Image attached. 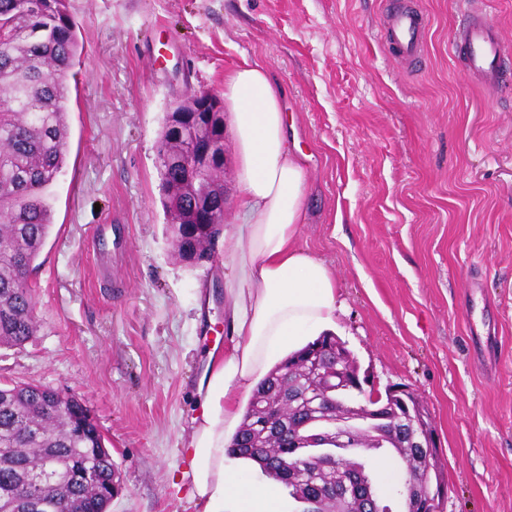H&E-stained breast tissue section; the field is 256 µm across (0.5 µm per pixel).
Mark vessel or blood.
<instances>
[{"instance_id": "1", "label": "vessel or blood", "mask_w": 512, "mask_h": 512, "mask_svg": "<svg viewBox=\"0 0 512 512\" xmlns=\"http://www.w3.org/2000/svg\"><path fill=\"white\" fill-rule=\"evenodd\" d=\"M461 20L448 43V53L461 76L491 97L504 87L512 68V46L505 44L489 19L488 0H458ZM388 36L398 56L408 62L422 59L425 50L424 16L408 7L387 15Z\"/></svg>"}]
</instances>
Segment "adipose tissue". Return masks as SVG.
I'll return each mask as SVG.
<instances>
[{
  "mask_svg": "<svg viewBox=\"0 0 512 512\" xmlns=\"http://www.w3.org/2000/svg\"><path fill=\"white\" fill-rule=\"evenodd\" d=\"M243 221L224 259L228 338L207 352L198 412L183 472L197 512H279L275 481L256 482L226 465L241 423L239 399L284 357L336 328V281L328 265L298 246L307 204L305 172L288 136L282 94L259 63L224 81Z\"/></svg>",
  "mask_w": 512,
  "mask_h": 512,
  "instance_id": "adipose-tissue-1",
  "label": "adipose tissue"
}]
</instances>
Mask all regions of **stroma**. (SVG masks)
I'll return each mask as SVG.
<instances>
[{"label":"stroma","instance_id":"1","mask_svg":"<svg viewBox=\"0 0 512 512\" xmlns=\"http://www.w3.org/2000/svg\"><path fill=\"white\" fill-rule=\"evenodd\" d=\"M386 0H67L79 52L53 226L32 275L39 328L0 347V386L75 395L118 468L111 512H196L182 480L195 387L224 343V256L166 230L157 143L185 92L262 62L293 120L308 203L298 244L329 266L336 334L366 391L427 404L443 512H512V89L497 104L448 56L456 0H418L426 51L394 57ZM208 294L199 315V294ZM391 512L392 449L356 448Z\"/></svg>","mask_w":512,"mask_h":512}]
</instances>
